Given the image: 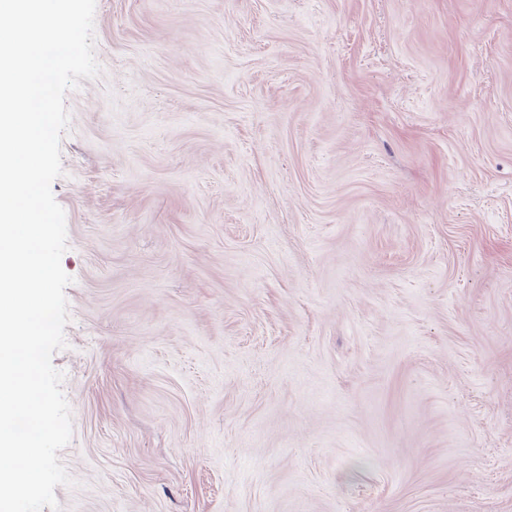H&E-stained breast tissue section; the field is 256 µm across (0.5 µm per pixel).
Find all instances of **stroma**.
Segmentation results:
<instances>
[{
  "instance_id": "stroma-1",
  "label": "stroma",
  "mask_w": 512,
  "mask_h": 512,
  "mask_svg": "<svg viewBox=\"0 0 512 512\" xmlns=\"http://www.w3.org/2000/svg\"><path fill=\"white\" fill-rule=\"evenodd\" d=\"M94 35L60 512H512V0H97Z\"/></svg>"
}]
</instances>
